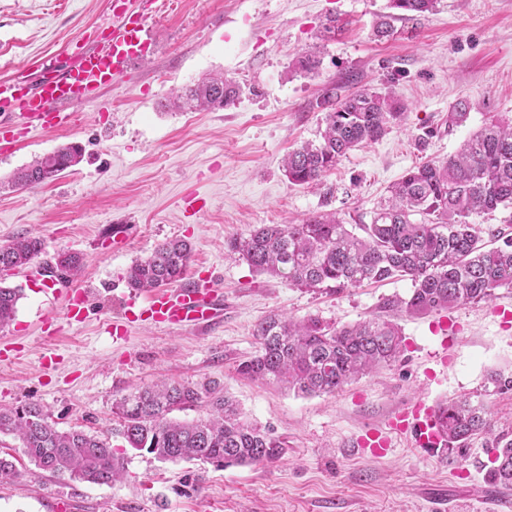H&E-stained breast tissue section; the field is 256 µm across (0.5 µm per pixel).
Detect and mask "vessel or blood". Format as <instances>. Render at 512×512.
<instances>
[{
  "label": "vessel or blood",
  "instance_id": "b4317fda",
  "mask_svg": "<svg viewBox=\"0 0 512 512\" xmlns=\"http://www.w3.org/2000/svg\"><path fill=\"white\" fill-rule=\"evenodd\" d=\"M158 0H139L136 15L125 16L114 9L118 26L108 40H85L79 52L67 63L48 58L39 66L35 84L18 79L0 80V105L19 101L23 105L17 123L0 121V149L14 148L34 130H56L67 125L68 109L88 102L94 93L111 85L113 78L144 59L148 44L146 22L158 10ZM222 309L221 299L209 286L192 281L158 290L147 300L149 319L169 326L192 324L205 327ZM437 410L413 407L401 414L400 427L409 431L415 448L430 455L441 443Z\"/></svg>",
  "mask_w": 512,
  "mask_h": 512
}]
</instances>
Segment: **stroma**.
Instances as JSON below:
<instances>
[{
  "label": "stroma",
  "instance_id": "stroma-1",
  "mask_svg": "<svg viewBox=\"0 0 512 512\" xmlns=\"http://www.w3.org/2000/svg\"><path fill=\"white\" fill-rule=\"evenodd\" d=\"M393 32L374 39L380 17ZM344 32L324 39L328 19ZM112 0H0V79L27 75L35 60H66L82 35H107ZM150 49L110 88L78 106L72 126L38 133L0 153V243L40 236L42 257L7 273L23 298L0 329V405L41 404L61 428L108 436L125 456V477L112 486L70 481L36 468L12 438L18 472L0 479V512H512V489L488 480L480 463L488 438L475 436L466 458L423 456L396 416L471 396L488 405L499 427L512 422V390L494 392L492 373L512 376V289L486 303L396 321L404 351L394 362L333 394L303 396L238 371L253 356L255 324L273 313L352 325L386 316L382 302L409 297L400 278L314 293L252 271L227 256L230 238L262 224L301 222L337 213L369 221L389 187L412 167L446 160L495 118L512 117V0H438L435 11L407 17L389 0H164L149 20ZM322 48L312 76L292 73L302 48ZM221 75L241 88L227 108H176L180 88ZM341 93H392L406 109L379 141L342 157L318 186L289 182L284 159L323 127L315 99L327 84ZM462 100L468 120L449 126ZM81 162L31 189L10 187L15 171L68 144ZM207 204L186 214L183 199ZM192 248L187 276L202 273L224 300V313L203 329L145 319L126 336L111 334L134 290L130 265L164 241ZM79 255L81 271L45 281L56 253ZM89 293L83 322L65 317L69 295ZM218 381L241 413L286 443L270 463L215 469L200 461L161 462L127 449L111 432L112 402L156 381ZM391 444L375 458L355 440L367 430Z\"/></svg>",
  "mask_w": 512,
  "mask_h": 512
}]
</instances>
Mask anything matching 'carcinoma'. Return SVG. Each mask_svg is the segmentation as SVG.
<instances>
[{
  "label": "carcinoma",
  "mask_w": 512,
  "mask_h": 512,
  "mask_svg": "<svg viewBox=\"0 0 512 512\" xmlns=\"http://www.w3.org/2000/svg\"><path fill=\"white\" fill-rule=\"evenodd\" d=\"M437 0H391L407 13L431 11ZM299 71L318 68L314 51L293 59ZM238 97L224 78H204L186 87L179 102L189 108L223 109ZM325 110L318 143L292 150L285 161L296 185L320 182L347 152L382 138L401 121L403 107L389 93L359 90L344 97L325 86L316 98ZM83 149L67 144L20 169L17 188L43 184L81 161ZM512 206V120H494L466 139L444 162L427 161L392 185L370 223L347 226L334 213L312 215L299 224H264L228 248L254 271L281 277L294 288L340 293L365 283L407 277L412 292L386 306L407 315H424L469 303L488 302L499 288H512V238L487 249L473 214H491ZM44 251L37 236H19L0 244V273L23 268ZM190 245L181 239L157 245L127 271L128 285L154 289L179 282L189 264ZM80 258L59 253L48 270L73 273ZM23 289L0 281V328L12 320ZM256 354L239 364L253 379L286 383L305 395L332 394L374 368L394 361L402 334L390 320L371 318L338 327L317 317L301 320L280 313L253 329ZM204 409L192 419L176 412ZM441 447L447 456L467 455L475 435L490 436L487 452L496 457L487 476L496 486L512 488V429L494 430L492 412L481 400L462 397L438 407ZM112 432L128 447L164 462L200 460L217 468L278 459L285 441L245 420L215 381L163 382L137 386L112 404ZM13 436L29 462L79 483L112 485L125 471L108 438L71 427L63 429L43 406H0V437Z\"/></svg>",
  "instance_id": "cac0c4a2"
}]
</instances>
